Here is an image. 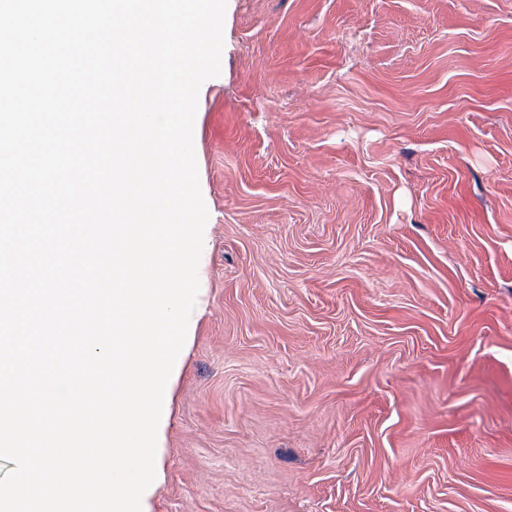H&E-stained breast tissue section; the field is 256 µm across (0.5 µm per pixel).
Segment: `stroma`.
<instances>
[{
  "label": "stroma",
  "mask_w": 512,
  "mask_h": 512,
  "mask_svg": "<svg viewBox=\"0 0 512 512\" xmlns=\"http://www.w3.org/2000/svg\"><path fill=\"white\" fill-rule=\"evenodd\" d=\"M142 512H512V0H227Z\"/></svg>",
  "instance_id": "obj_1"
}]
</instances>
